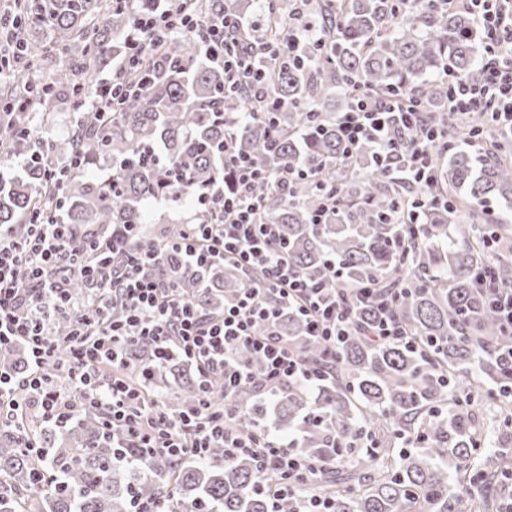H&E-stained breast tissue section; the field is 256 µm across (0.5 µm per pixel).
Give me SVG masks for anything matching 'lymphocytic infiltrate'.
Returning <instances> with one entry per match:
<instances>
[{"label":"lymphocytic infiltrate","instance_id":"obj_1","mask_svg":"<svg viewBox=\"0 0 512 512\" xmlns=\"http://www.w3.org/2000/svg\"><path fill=\"white\" fill-rule=\"evenodd\" d=\"M234 2L224 0L222 20L208 21L186 12L182 0L162 10L123 0L133 15L134 29L127 36L130 63L140 64L143 37L156 45L168 34L189 29L205 45L207 60L223 66L225 82L265 96L267 74L249 63L254 50L265 45L263 28L237 14ZM432 2L468 12L486 34L477 72L469 77L448 73L442 79L449 113L488 112L501 127L512 128V0ZM352 88L348 109L336 115L342 156L350 158L363 141L373 142L376 165L415 187L401 220L417 223L436 182L433 156L447 150L448 141L418 95L376 93L357 81ZM235 139L234 132H225L230 179L198 189L195 197L197 208L210 211L211 223L185 225L167 246L157 247L142 237L133 242L95 237L79 256L70 249L74 225L37 214L21 239L0 225V350L21 344L28 353L22 376L0 372V427L20 416L38 426L58 427L97 409L113 447L135 449L144 461L161 451L201 459L212 448L260 455L266 471L281 475V497L330 467L327 459L301 458L290 441L272 431L250 435L230 428L229 420L241 414L235 394L249 383L262 392L282 383H320L336 365L358 304L377 305L380 317L369 329L376 340L403 342L407 334L388 311L389 293L372 284L343 291L318 287L292 267L278 225L260 219L270 190L289 197L301 185L318 186L322 207L329 212L339 205V189L318 184L311 172H264L236 152ZM173 254L201 271L220 261L236 264L250 274L254 286L220 314L204 312L182 296L168 267ZM149 264L157 266L156 274H144ZM75 276L91 290L89 303L79 307L68 288ZM291 311L303 316L308 336L322 347L317 365L294 353L275 330ZM58 316L73 324L70 334L53 332L51 323ZM141 337L151 340L157 358L175 351L194 364L204 388L217 385L223 390V405L204 400L193 410L173 412L144 386L118 376L102 377L99 365H124L126 349ZM63 344L70 357L62 380L56 381L50 370ZM243 349L262 361V378L252 379L239 362L237 354Z\"/></svg>","mask_w":512,"mask_h":512}]
</instances>
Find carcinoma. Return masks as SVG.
Returning a JSON list of instances; mask_svg holds the SVG:
<instances>
[{"mask_svg":"<svg viewBox=\"0 0 512 512\" xmlns=\"http://www.w3.org/2000/svg\"><path fill=\"white\" fill-rule=\"evenodd\" d=\"M398 0H316L315 15L325 21V46L303 43L288 56L291 0H271L265 20L267 49L256 62L271 74L268 95L258 103L224 87V70L208 62L191 34L178 32L158 47L143 66L122 73L128 94L104 116L87 102L101 96L96 76L127 53L123 37L132 29L130 13L112 0H19L17 16L22 56L11 77L20 96L43 108L65 104L74 112L66 158H86L82 171L69 173L60 196L59 220L77 225L70 248L84 249L92 235L124 232L145 224V203L163 197L176 209L198 187L224 180V121L239 112L258 118L235 127L241 153L263 170L283 166L315 172L338 184L342 202L336 214L313 223L321 195L301 186L292 200L274 191L266 198L264 219L279 225L288 259L308 279L325 288L380 284L397 291L392 315L417 343L377 344L360 335L375 322L377 308L363 304L336 360L332 376L315 386L282 383L268 395L253 387L234 401L243 416L234 427L252 432L270 424L293 435L297 452L308 460L335 459L313 486L281 500V512H298L315 494L332 502L334 512H461L471 489L483 495L488 512H501L498 477L512 471V456L493 451L472 424L471 407L484 384H512V368L496 359L512 346L492 303L493 289L476 287L483 269L502 287L512 285V261L491 259L512 252L508 224L512 212V164L483 159L457 146L434 159L433 192L455 205H430L420 224L394 223L404 188L374 162L364 144L343 163L342 143L332 103H350L352 81L373 91H416L441 119L445 97L426 80L447 70L469 76L476 70L484 36L463 10L429 12L413 0L411 17L397 16ZM187 9L205 16L224 11V0H188ZM80 46L65 67L44 73L49 58ZM279 134L277 152L266 150L270 127ZM0 151L34 156L26 175L0 186V225L25 237L36 212H55L56 197L42 191L47 168L60 164L51 140L34 134L26 110L0 107ZM112 164V178L85 174L91 166ZM503 224L493 246L459 221ZM336 259L342 280L333 279L325 261ZM183 296L216 313L224 301L253 287L233 266L204 274L178 272ZM278 331L308 363L321 356L318 342L304 335L301 319L281 318ZM153 344L140 338L127 351L126 374L140 379L171 410L193 407L203 395L196 368L176 353L155 366ZM27 353L21 346L0 350V369L20 373ZM469 370V404L448 391L457 374ZM21 432L0 431V512H129L135 498L164 504L168 512H267L269 492L278 483L255 486L260 458L211 448L205 459L156 454L140 462L110 447L100 419L86 412L63 427L41 428L35 436L45 449L35 459L19 448Z\"/></svg>","mask_w":512,"mask_h":512,"instance_id":"1","label":"carcinoma"}]
</instances>
